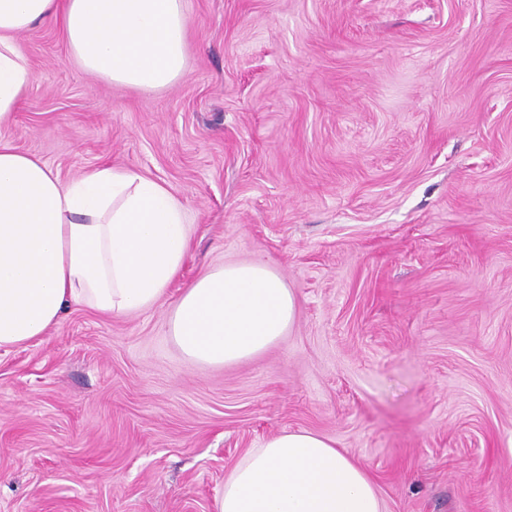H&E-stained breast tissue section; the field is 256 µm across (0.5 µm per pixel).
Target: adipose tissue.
<instances>
[{"instance_id": "obj_1", "label": "adipose tissue", "mask_w": 512, "mask_h": 512, "mask_svg": "<svg viewBox=\"0 0 512 512\" xmlns=\"http://www.w3.org/2000/svg\"><path fill=\"white\" fill-rule=\"evenodd\" d=\"M60 21L71 57L113 84L161 89L186 73L183 0H0V127L32 83L20 32ZM193 228L163 184L97 166L64 182L0 138V349L47 336L67 304L126 316L161 303ZM297 298L263 262L224 264L184 288L167 332L188 360L233 365L295 323ZM217 512H383L368 473L314 432H283L226 473Z\"/></svg>"}]
</instances>
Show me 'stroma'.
I'll use <instances>...</instances> for the list:
<instances>
[{"mask_svg": "<svg viewBox=\"0 0 512 512\" xmlns=\"http://www.w3.org/2000/svg\"><path fill=\"white\" fill-rule=\"evenodd\" d=\"M187 74L84 73L58 25L0 137L62 181L165 183L193 238L166 302L67 306L0 351V512H215L284 431L333 440L385 512H512V0H185ZM262 261L297 318L238 364L167 334L209 268Z\"/></svg>", "mask_w": 512, "mask_h": 512, "instance_id": "stroma-1", "label": "stroma"}]
</instances>
